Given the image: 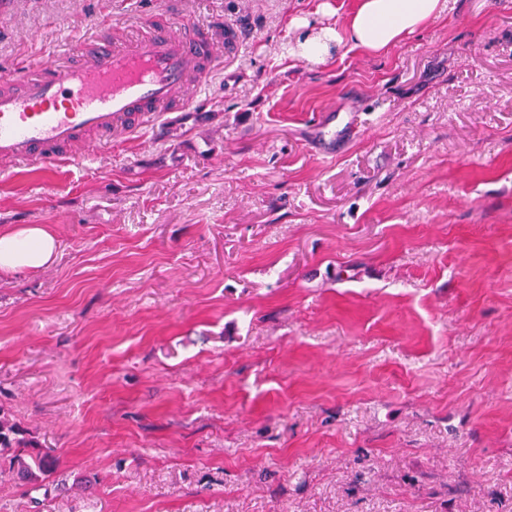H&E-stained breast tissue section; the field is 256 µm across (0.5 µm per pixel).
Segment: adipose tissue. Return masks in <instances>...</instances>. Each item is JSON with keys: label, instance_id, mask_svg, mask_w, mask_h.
Segmentation results:
<instances>
[{"label": "adipose tissue", "instance_id": "adipose-tissue-1", "mask_svg": "<svg viewBox=\"0 0 512 512\" xmlns=\"http://www.w3.org/2000/svg\"><path fill=\"white\" fill-rule=\"evenodd\" d=\"M438 11L439 0H357L342 29L304 35L296 55L320 62L345 43L379 53L422 28ZM55 254L56 241L42 225L0 231V270L39 269L51 264Z\"/></svg>", "mask_w": 512, "mask_h": 512}]
</instances>
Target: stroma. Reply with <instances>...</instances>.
I'll return each instance as SVG.
<instances>
[{
	"label": "stroma",
	"instance_id": "obj_1",
	"mask_svg": "<svg viewBox=\"0 0 512 512\" xmlns=\"http://www.w3.org/2000/svg\"><path fill=\"white\" fill-rule=\"evenodd\" d=\"M164 2L15 0L0 65ZM355 4L181 0L242 32L197 114L0 173L58 244L0 271V416L56 460L0 453V512H512V0L286 54ZM16 434L15 428L6 419L0 418V447L15 448L10 466L16 478L25 484L43 480L54 469V458L40 451H29L27 448L36 447L13 437Z\"/></svg>",
	"mask_w": 512,
	"mask_h": 512
}]
</instances>
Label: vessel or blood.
<instances>
[{"mask_svg": "<svg viewBox=\"0 0 512 512\" xmlns=\"http://www.w3.org/2000/svg\"><path fill=\"white\" fill-rule=\"evenodd\" d=\"M240 32L217 19L197 23L167 0L164 9L117 37L98 22L68 61L19 62L0 71V160L46 166L109 147L115 133L192 111L185 88L222 67Z\"/></svg>", "mask_w": 512, "mask_h": 512, "instance_id": "obj_1", "label": "vessel or blood"}]
</instances>
